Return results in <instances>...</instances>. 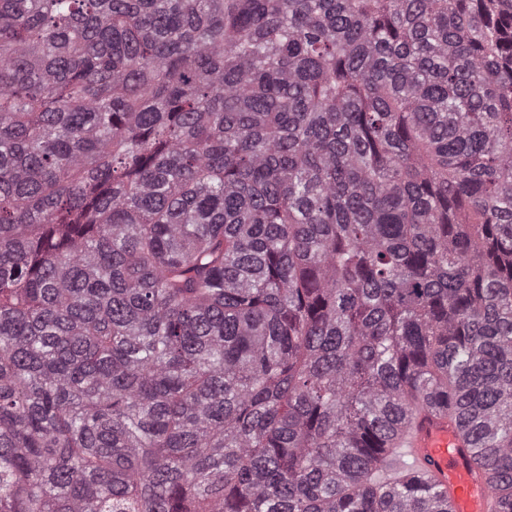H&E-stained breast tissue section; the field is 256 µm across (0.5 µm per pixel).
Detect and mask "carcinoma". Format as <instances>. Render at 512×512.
Here are the masks:
<instances>
[{"label": "carcinoma", "mask_w": 512, "mask_h": 512, "mask_svg": "<svg viewBox=\"0 0 512 512\" xmlns=\"http://www.w3.org/2000/svg\"><path fill=\"white\" fill-rule=\"evenodd\" d=\"M512 512V0H0V512ZM407 429L402 456L448 494L449 512H493L488 475L464 448L457 420L418 410Z\"/></svg>", "instance_id": "carcinoma-1"}]
</instances>
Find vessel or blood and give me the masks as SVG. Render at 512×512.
Here are the masks:
<instances>
[{
  "mask_svg": "<svg viewBox=\"0 0 512 512\" xmlns=\"http://www.w3.org/2000/svg\"><path fill=\"white\" fill-rule=\"evenodd\" d=\"M402 454L408 464L427 472L447 493L450 512H492L494 500L488 475L464 447L457 420L417 411Z\"/></svg>",
  "mask_w": 512,
  "mask_h": 512,
  "instance_id": "obj_1",
  "label": "vessel or blood"
}]
</instances>
